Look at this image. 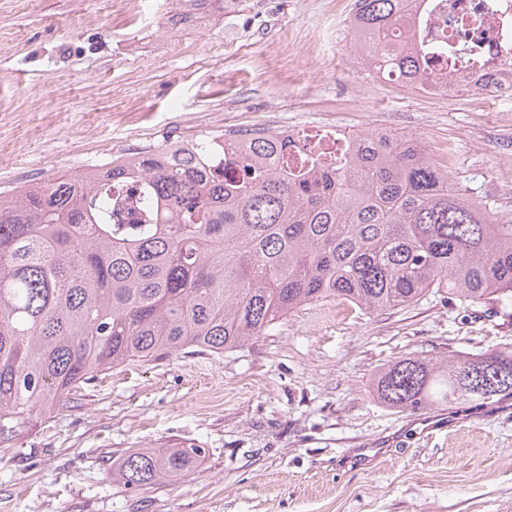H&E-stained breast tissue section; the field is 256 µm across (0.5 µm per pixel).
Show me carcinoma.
<instances>
[{"label": "carcinoma", "mask_w": 512, "mask_h": 512, "mask_svg": "<svg viewBox=\"0 0 512 512\" xmlns=\"http://www.w3.org/2000/svg\"><path fill=\"white\" fill-rule=\"evenodd\" d=\"M419 0H358L353 48L420 88ZM290 143L230 137L143 149L0 192V446L98 373L171 354L241 350L297 310L339 297L382 311L446 288L462 305H512V219L472 201L412 138H350L341 159L291 171ZM141 184L138 200L116 195ZM387 407L512 398V346L396 358ZM206 449L148 448L112 463L123 486L178 482Z\"/></svg>", "instance_id": "cac0c4a2"}]
</instances>
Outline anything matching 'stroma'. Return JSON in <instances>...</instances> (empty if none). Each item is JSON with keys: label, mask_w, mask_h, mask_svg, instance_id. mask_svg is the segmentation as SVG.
<instances>
[{"label": "stroma", "mask_w": 512, "mask_h": 512, "mask_svg": "<svg viewBox=\"0 0 512 512\" xmlns=\"http://www.w3.org/2000/svg\"><path fill=\"white\" fill-rule=\"evenodd\" d=\"M355 0H0V191L104 164L127 142L223 140L261 121L417 140L473 199L512 218V99L427 98L350 52ZM512 346V308L444 288L366 313L305 306L219 356L99 374L33 410L0 452V512H512V399L397 412L374 393L399 356ZM205 448L175 484L112 479L138 448Z\"/></svg>", "instance_id": "35a3bbf8"}]
</instances>
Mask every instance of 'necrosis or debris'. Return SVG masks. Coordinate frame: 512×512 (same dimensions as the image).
<instances>
[{"label":"necrosis or debris","instance_id":"necrosis-or-debris-1","mask_svg":"<svg viewBox=\"0 0 512 512\" xmlns=\"http://www.w3.org/2000/svg\"><path fill=\"white\" fill-rule=\"evenodd\" d=\"M413 37L427 46L447 43L453 58L452 97L476 92L512 93V0H424L413 17ZM278 139H301L306 150L333 160L345 150L349 132L330 124L281 127Z\"/></svg>","mask_w":512,"mask_h":512}]
</instances>
